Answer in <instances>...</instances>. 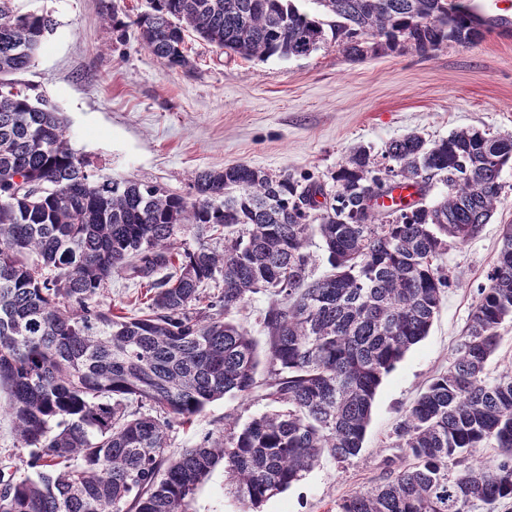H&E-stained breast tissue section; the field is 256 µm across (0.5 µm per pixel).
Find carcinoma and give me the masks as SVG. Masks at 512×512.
I'll list each match as a JSON object with an SVG mask.
<instances>
[{"label": "carcinoma", "mask_w": 512, "mask_h": 512, "mask_svg": "<svg viewBox=\"0 0 512 512\" xmlns=\"http://www.w3.org/2000/svg\"><path fill=\"white\" fill-rule=\"evenodd\" d=\"M313 3L310 14L297 0H150L131 23L110 21L120 39L135 25L170 68L190 65L188 31L248 60L305 57L329 35L354 60L482 35L462 0ZM12 4L0 0V391L25 457L0 469V512H186L221 462L258 512L323 457L358 456L377 389L428 335L450 285L438 260L496 210L512 135L463 128L433 141L407 134L378 155L359 146L328 182L228 164L192 175L193 203L137 180L99 181L61 113L6 79L55 27ZM437 182L447 191L429 201ZM398 185L414 201L385 204ZM190 226L223 233L224 249L181 247ZM315 235L328 264L318 278ZM116 273L146 281L147 311L103 305ZM217 279L208 301L203 286ZM258 293L270 297L262 343L229 319ZM508 318L511 224L448 370L394 426L386 479L336 512H475L512 499V374L486 376ZM255 395L274 409L169 454L173 424ZM488 444L493 462L448 472V460Z\"/></svg>", "instance_id": "obj_1"}]
</instances>
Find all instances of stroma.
<instances>
[{"label":"stroma","instance_id":"obj_1","mask_svg":"<svg viewBox=\"0 0 512 512\" xmlns=\"http://www.w3.org/2000/svg\"><path fill=\"white\" fill-rule=\"evenodd\" d=\"M18 11L48 13L56 22L36 56L14 80L42 96L65 119L71 147L96 179H133L191 197L195 172L245 163L294 176L328 179L350 149L380 152L415 132L426 139L462 128L512 135V37L488 32L475 43L429 56L413 51L349 60L335 41L297 59L227 56L196 34L186 38L190 66L165 67L130 22L148 0H14ZM127 21L117 41L110 15ZM500 203L489 224L441 265L451 278L428 336L379 387L360 454L340 464L325 457L262 512H336L356 491L379 483L392 432L404 411L452 360L478 289L486 284L512 224V165L502 172ZM104 303L141 313L146 289L117 274ZM262 400L224 398L208 404L191 426L173 425L168 443L179 452L223 428L225 417L267 411ZM223 467H216L188 512H243Z\"/></svg>","mask_w":512,"mask_h":512}]
</instances>
